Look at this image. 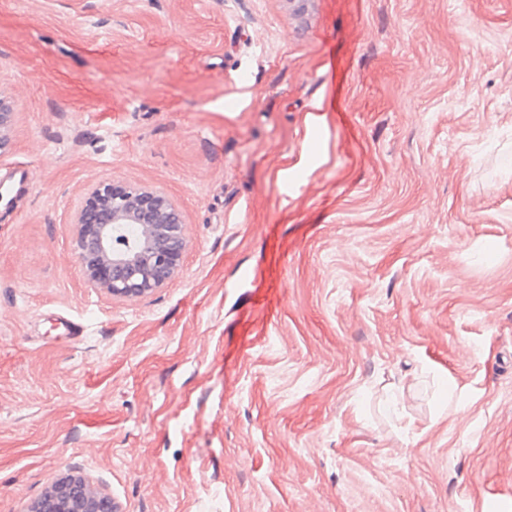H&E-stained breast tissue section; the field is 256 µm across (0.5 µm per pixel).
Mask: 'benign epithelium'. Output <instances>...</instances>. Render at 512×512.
Masks as SVG:
<instances>
[{
    "mask_svg": "<svg viewBox=\"0 0 512 512\" xmlns=\"http://www.w3.org/2000/svg\"><path fill=\"white\" fill-rule=\"evenodd\" d=\"M72 223L88 283L118 298H141L162 287L179 271L187 248L179 206L162 192L136 189L119 180L90 185ZM121 224L143 226L137 247H114ZM26 512H117V507L86 478L72 475L54 483Z\"/></svg>",
    "mask_w": 512,
    "mask_h": 512,
    "instance_id": "1",
    "label": "benign epithelium"
}]
</instances>
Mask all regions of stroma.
<instances>
[{
    "label": "stroma",
    "mask_w": 512,
    "mask_h": 512,
    "mask_svg": "<svg viewBox=\"0 0 512 512\" xmlns=\"http://www.w3.org/2000/svg\"><path fill=\"white\" fill-rule=\"evenodd\" d=\"M0 512H512V0H0ZM175 278L85 279L89 185ZM183 223L179 206L162 192L114 179L90 185L71 222L77 227L78 257L88 283L123 299L161 288L180 269L188 243ZM120 224L127 225L116 242L130 248L123 251L113 244ZM136 224L143 226L138 246ZM26 512H117L112 498L94 491L81 476H67L54 483Z\"/></svg>",
    "instance_id": "1"
}]
</instances>
